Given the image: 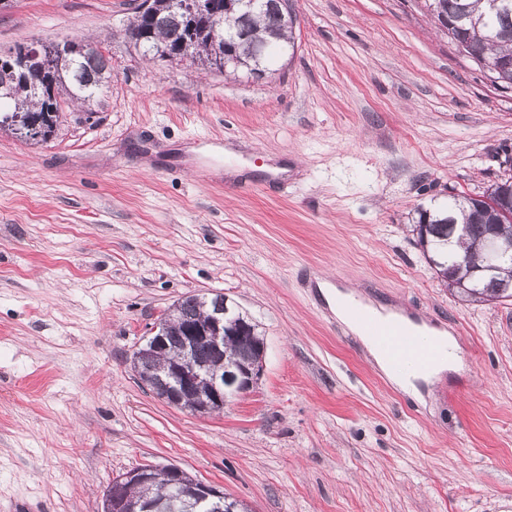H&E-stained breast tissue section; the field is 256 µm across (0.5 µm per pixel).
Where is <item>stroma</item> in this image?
Masks as SVG:
<instances>
[{"label": "stroma", "mask_w": 512, "mask_h": 512, "mask_svg": "<svg viewBox=\"0 0 512 512\" xmlns=\"http://www.w3.org/2000/svg\"><path fill=\"white\" fill-rule=\"evenodd\" d=\"M140 2L0 9V52L89 39L112 63L92 118L68 103L47 142L0 132V512H101L144 465L252 512H512V301L459 300L411 232L512 176V89L424 0H293L295 52L262 80L143 57L123 34ZM311 272L453 333L465 372L404 395ZM211 291L265 354L203 418L130 359Z\"/></svg>", "instance_id": "35a3bbf8"}]
</instances>
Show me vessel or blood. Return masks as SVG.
Wrapping results in <instances>:
<instances>
[{
  "label": "vessel or blood",
  "instance_id": "1",
  "mask_svg": "<svg viewBox=\"0 0 512 512\" xmlns=\"http://www.w3.org/2000/svg\"><path fill=\"white\" fill-rule=\"evenodd\" d=\"M345 312L391 365L410 362L427 369L441 357V350L436 342H420L416 331L409 328L398 316L386 312L373 314L355 301L347 303Z\"/></svg>",
  "mask_w": 512,
  "mask_h": 512
}]
</instances>
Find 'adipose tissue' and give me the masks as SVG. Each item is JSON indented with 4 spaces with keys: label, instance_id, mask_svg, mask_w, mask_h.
<instances>
[{
    "label": "adipose tissue",
    "instance_id": "obj_1",
    "mask_svg": "<svg viewBox=\"0 0 512 512\" xmlns=\"http://www.w3.org/2000/svg\"><path fill=\"white\" fill-rule=\"evenodd\" d=\"M429 335L440 341L444 351L442 361L431 370L423 371L410 363L395 367L380 358L375 361L378 369L396 389L419 402L424 399L425 389L433 387L445 374L458 373L463 368L459 346L452 334L433 328Z\"/></svg>",
    "mask_w": 512,
    "mask_h": 512
}]
</instances>
